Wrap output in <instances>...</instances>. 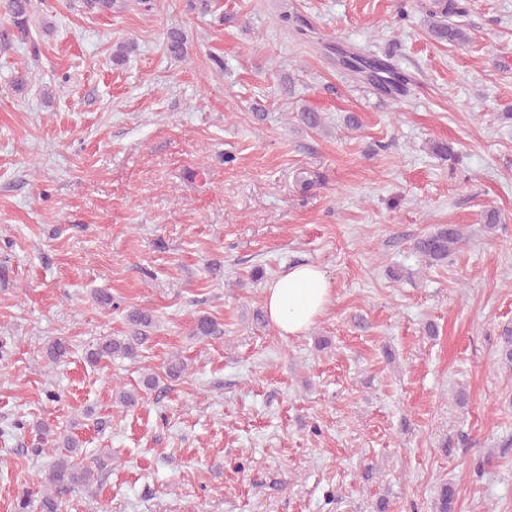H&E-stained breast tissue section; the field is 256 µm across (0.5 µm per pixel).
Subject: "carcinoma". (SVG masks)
<instances>
[{
	"label": "carcinoma",
	"instance_id": "cac0c4a2",
	"mask_svg": "<svg viewBox=\"0 0 512 512\" xmlns=\"http://www.w3.org/2000/svg\"><path fill=\"white\" fill-rule=\"evenodd\" d=\"M32 0H0V10L10 18L11 27L0 30V41L8 44L15 37V33L25 34L29 31ZM429 15L457 14L462 12L459 0H430L425 5ZM432 38L438 42H461L466 40L464 33L445 23L436 22L430 28ZM166 52L175 59H183L188 50L182 33L172 30L165 43ZM349 65L352 69L360 71L367 65L374 73V79L392 86L388 94L402 95L406 92L407 78L400 77L399 85H393L394 75L397 71L390 65L383 68L375 66L365 57L350 54ZM463 240V232L457 224H446L436 231L418 238L414 242L415 250L430 263H439L448 259V256ZM127 321L131 325L132 334L106 339L98 347L88 353L92 362L103 358L115 357L133 359L137 356L138 346L146 339V329L152 325V316L142 310H132L127 314ZM192 335L204 340L213 336H222L224 331L219 323L207 315L198 317L192 330ZM42 443L49 446L54 460L47 469L43 492L41 494L40 508L42 512H58V496L75 489H86L101 480L106 464L96 459L90 465H80L73 461V453L80 447L79 440L66 430L45 427L41 430Z\"/></svg>",
	"mask_w": 512,
	"mask_h": 512
}]
</instances>
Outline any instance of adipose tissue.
I'll use <instances>...</instances> for the list:
<instances>
[{
  "label": "adipose tissue",
  "instance_id": "obj_1",
  "mask_svg": "<svg viewBox=\"0 0 512 512\" xmlns=\"http://www.w3.org/2000/svg\"><path fill=\"white\" fill-rule=\"evenodd\" d=\"M330 301V283L314 264L291 266L264 290L267 318L283 336L304 333L325 313Z\"/></svg>",
  "mask_w": 512,
  "mask_h": 512
}]
</instances>
